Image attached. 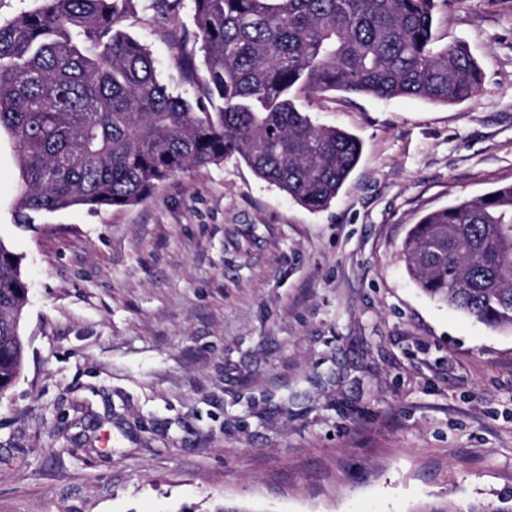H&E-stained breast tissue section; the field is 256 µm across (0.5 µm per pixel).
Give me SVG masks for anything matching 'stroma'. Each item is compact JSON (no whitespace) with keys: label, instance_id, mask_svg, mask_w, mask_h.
I'll list each match as a JSON object with an SVG mask.
<instances>
[{"label":"stroma","instance_id":"stroma-1","mask_svg":"<svg viewBox=\"0 0 512 512\" xmlns=\"http://www.w3.org/2000/svg\"><path fill=\"white\" fill-rule=\"evenodd\" d=\"M134 0L122 27L192 99L193 0ZM480 95L300 99L361 158L311 211L238 157L122 209L15 224L0 137V241L22 258L24 366L0 397V512H427L512 496V333L410 278L421 217L512 184V0H450Z\"/></svg>","mask_w":512,"mask_h":512}]
</instances>
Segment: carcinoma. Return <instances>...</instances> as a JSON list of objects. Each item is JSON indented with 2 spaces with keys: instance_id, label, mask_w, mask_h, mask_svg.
<instances>
[{
  "instance_id": "1",
  "label": "carcinoma",
  "mask_w": 512,
  "mask_h": 512,
  "mask_svg": "<svg viewBox=\"0 0 512 512\" xmlns=\"http://www.w3.org/2000/svg\"><path fill=\"white\" fill-rule=\"evenodd\" d=\"M0 24V132L21 183L15 220L142 202L169 177L237 155L310 210L326 208L362 144L313 125L295 98L340 91L472 100L482 72L467 47H434L448 0H194L207 82L194 101L156 75L121 28L133 0H35ZM223 101L217 111L213 98ZM432 299L512 329V184L427 214L403 246ZM21 257L0 242V396L23 363Z\"/></svg>"
}]
</instances>
